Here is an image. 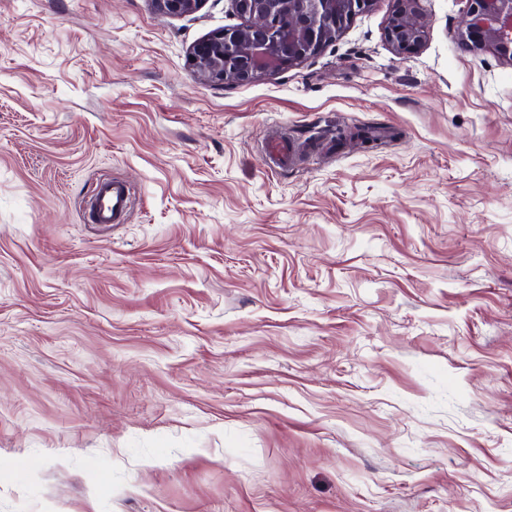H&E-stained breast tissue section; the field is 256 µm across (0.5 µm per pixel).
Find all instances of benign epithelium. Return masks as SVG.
<instances>
[{
    "mask_svg": "<svg viewBox=\"0 0 512 512\" xmlns=\"http://www.w3.org/2000/svg\"><path fill=\"white\" fill-rule=\"evenodd\" d=\"M204 0H153L165 15L197 10ZM239 25L197 44L192 66L204 80L249 84L320 54L372 0H232ZM426 33L420 0H395L386 40L402 56L419 50ZM457 37L512 65V0H470Z\"/></svg>",
    "mask_w": 512,
    "mask_h": 512,
    "instance_id": "1",
    "label": "benign epithelium"
}]
</instances>
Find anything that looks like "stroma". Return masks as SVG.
Returning a JSON list of instances; mask_svg holds the SVG:
<instances>
[{
	"instance_id": "35a3bbf8",
	"label": "stroma",
	"mask_w": 512,
	"mask_h": 512,
	"mask_svg": "<svg viewBox=\"0 0 512 512\" xmlns=\"http://www.w3.org/2000/svg\"><path fill=\"white\" fill-rule=\"evenodd\" d=\"M394 8L215 85L231 0H0V512H512V65ZM157 10L165 15L179 16L194 12L204 0H152ZM421 0H395L386 28V40L398 55L414 54L421 47L426 23L420 8ZM298 154L297 144L288 138H273L266 147V157L278 167L292 165ZM95 215L99 224H116L130 205V191L121 181L98 183L95 194Z\"/></svg>"
}]
</instances>
